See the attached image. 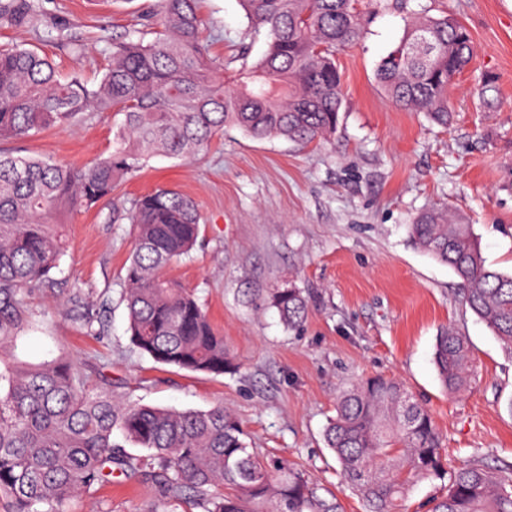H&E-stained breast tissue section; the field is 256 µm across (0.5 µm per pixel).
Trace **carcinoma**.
<instances>
[{
    "instance_id": "1",
    "label": "carcinoma",
    "mask_w": 512,
    "mask_h": 512,
    "mask_svg": "<svg viewBox=\"0 0 512 512\" xmlns=\"http://www.w3.org/2000/svg\"><path fill=\"white\" fill-rule=\"evenodd\" d=\"M198 0H154L147 17L159 30L112 44L102 77L88 83L64 74L36 47L0 49V140H22L90 112L124 115L113 151L74 170L50 160L0 151V495L13 512H68L70 500L117 471L150 476L167 512H342L336 494L283 457L249 448L231 412L175 410L130 403L108 385L90 387L68 357L37 365L9 358L32 315L31 296L53 286L63 247L48 217L62 205L91 209L147 160L201 151L226 127L258 140L303 145L335 131L344 101L336 51L366 34L360 0H240L248 20L268 29L262 56L224 86V64L204 46ZM44 25L78 58L83 45L66 22L46 18L38 0H0V27ZM473 60L466 27L450 15L407 20L399 42L375 77L401 110L423 112L446 126L450 88ZM196 202L168 187L112 201V223L131 224L135 248L123 278L127 332L140 354L160 364L214 375L237 370L194 292L163 270L189 254L201 233ZM409 234L415 246L460 279V300L512 348V273L486 264L473 225L443 206L419 213ZM269 307L289 329L300 328L308 300L281 288ZM443 388L459 393L472 362L467 338L453 329L436 336L433 353ZM147 454L134 457L113 440ZM324 443L335 454L341 484L366 512H394L423 480H449L429 512H512V476L487 465L448 474L429 410L397 379L369 377L344 391Z\"/></svg>"
}]
</instances>
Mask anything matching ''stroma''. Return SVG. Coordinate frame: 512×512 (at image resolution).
Listing matches in <instances>:
<instances>
[{"mask_svg":"<svg viewBox=\"0 0 512 512\" xmlns=\"http://www.w3.org/2000/svg\"><path fill=\"white\" fill-rule=\"evenodd\" d=\"M150 0H41L65 18L85 45L78 69L100 77L113 41L123 39ZM211 55L231 59L240 45L251 58L267 47L239 0H200ZM448 14L466 25L475 47L450 91L447 127L396 109L375 79L380 59L399 41L406 13ZM345 99L328 142L300 146L256 140L225 129L199 155L157 156L124 181L132 198L170 187L195 199L202 233L166 278L195 290L240 370L220 376L154 363L132 345L120 298L135 246L132 225L107 220L111 200L85 210L63 206L50 222L65 252L53 288L32 300L33 320L14 351L41 363L74 358L88 385L178 410L224 405L244 425L251 447L304 463L326 485L339 482L323 430L340 394L382 374L402 381L431 411L448 465L512 469V351L459 297L448 265L418 249L408 226L445 204L465 215L488 264L512 271V0H408L406 11L381 9L365 38L338 51ZM494 77L498 102L486 108L482 76ZM116 112H89L0 150L83 167L110 152ZM301 288L309 312L291 331L263 303L276 289ZM83 302L108 300L97 332H87ZM468 337L474 374L460 394L443 390L433 364L437 335ZM69 512H164L151 481L113 474L74 498Z\"/></svg>","mask_w":512,"mask_h":512,"instance_id":"35a3bbf8","label":"stroma"}]
</instances>
